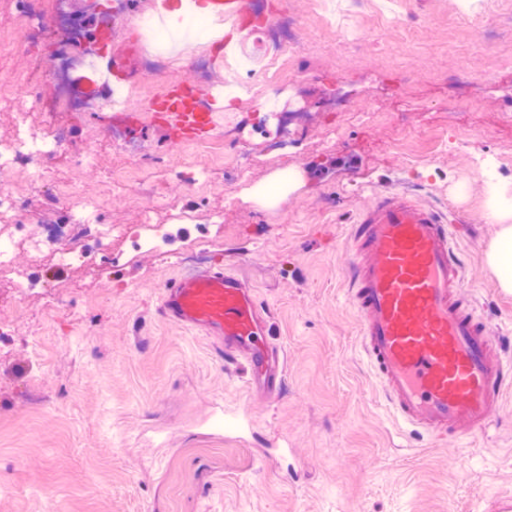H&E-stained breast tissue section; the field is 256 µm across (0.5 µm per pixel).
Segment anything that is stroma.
<instances>
[{
  "mask_svg": "<svg viewBox=\"0 0 512 512\" xmlns=\"http://www.w3.org/2000/svg\"><path fill=\"white\" fill-rule=\"evenodd\" d=\"M98 32L100 50L142 36L133 21L150 0H70ZM248 14L247 70L208 69L206 81L261 84L275 50L269 27L292 9L299 18L293 66V121L303 142L288 158L257 155L245 182L231 185L210 156L176 127L152 119L143 103L175 76L194 77L199 53L187 40L185 67L131 64L141 98L126 129L144 156L210 169L191 187L142 167L126 186L107 191L95 166L61 168L73 197L108 194V219L136 224L142 206L169 224L182 209L183 247L202 230L218 244L207 265L230 269L269 315V337L285 353L284 385L268 399L253 383L245 353L219 356L202 332L166 320L160 298L182 267L140 253L95 278L27 253L30 267L60 299L44 313L34 295L0 301V512H490L512 492V396L495 424L468 450L455 440L410 432L385 402L364 361L360 323L348 302L347 232L378 193L424 183L422 204L450 214L460 228L466 283L484 306L489 330L512 327V293L485 264L495 233L483 213L489 193L474 161L501 157L500 180L512 187V0H399L382 18L359 0L360 37L350 43L329 29L310 0H266ZM342 98L353 112L375 111L377 123L330 137L329 110ZM467 113L455 121V104ZM294 174L282 185L283 171ZM219 216L205 224V213ZM26 310L17 317L16 307ZM241 412L247 432L226 429ZM287 441L275 468L263 451Z\"/></svg>",
  "mask_w": 512,
  "mask_h": 512,
  "instance_id": "stroma-1",
  "label": "stroma"
}]
</instances>
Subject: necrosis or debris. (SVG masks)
Masks as SVG:
<instances>
[{"instance_id": "obj_1", "label": "necrosis or debris", "mask_w": 512, "mask_h": 512, "mask_svg": "<svg viewBox=\"0 0 512 512\" xmlns=\"http://www.w3.org/2000/svg\"><path fill=\"white\" fill-rule=\"evenodd\" d=\"M56 12L68 29L57 51L56 64L41 55L39 43L43 30L34 12L20 15V25L15 36H1L0 50L10 45L12 38H20L28 50L29 65L19 75L0 72V91L14 83H22L28 98L17 106L14 114V135L0 143V169L26 167L32 163L53 164L62 159L68 164L89 166L95 163L93 149L73 144L70 132L58 122L62 112L74 110L100 111L105 108L103 98L74 97L68 91L69 65L75 49L85 47L86 33L82 23L69 12L68 0H54ZM278 48L270 58L268 80L260 90V96L270 107L265 113L264 124L251 128L250 139L260 141L268 155L285 156L291 152L300 136L292 125L288 110L295 80L287 70L286 55L291 51L293 39L278 38ZM57 81L59 92L51 98L43 97L41 89L49 81ZM215 164L225 165L229 178L242 179L254 160L252 153L240 146L239 131L214 135L202 142ZM42 202L64 206L62 223L44 228L40 233L26 229L32 212L27 196L10 188L0 187V289L11 288L26 295L41 294L42 286L37 276L16 262L18 250L24 249L35 258L50 264L77 267L87 273H96L99 266L117 264L124 251L152 252L164 263L190 267L200 264L213 242L201 238L192 250H182L176 243L175 225L158 224L151 209H144L137 224L107 223V201L102 197L79 198L65 201L58 191L41 193Z\"/></svg>"}]
</instances>
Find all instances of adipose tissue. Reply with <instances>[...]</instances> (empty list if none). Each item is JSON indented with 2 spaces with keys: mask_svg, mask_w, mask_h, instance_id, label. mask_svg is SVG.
I'll return each instance as SVG.
<instances>
[{
  "mask_svg": "<svg viewBox=\"0 0 512 512\" xmlns=\"http://www.w3.org/2000/svg\"><path fill=\"white\" fill-rule=\"evenodd\" d=\"M492 199L484 213L486 223L496 225L495 237L485 251V263L496 273L500 287L512 291V195L499 186L490 189Z\"/></svg>",
  "mask_w": 512,
  "mask_h": 512,
  "instance_id": "obj_1",
  "label": "adipose tissue"
}]
</instances>
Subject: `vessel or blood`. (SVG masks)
I'll return each instance as SVG.
<instances>
[{
  "label": "vessel or blood",
  "mask_w": 512,
  "mask_h": 512,
  "mask_svg": "<svg viewBox=\"0 0 512 512\" xmlns=\"http://www.w3.org/2000/svg\"><path fill=\"white\" fill-rule=\"evenodd\" d=\"M193 10L240 19L248 0H185ZM111 56L82 61L73 83L97 92L99 80L121 83ZM151 111L174 115L184 137L222 119L224 87L172 81L152 98ZM457 228L442 213L404 192L382 195L352 225L354 255L349 300L360 316L363 357L382 383L393 413L431 438L468 440L490 425L512 392V340L486 331L485 313L467 291L457 252ZM161 313L169 321L244 351L255 372L266 373L268 396H278L284 372L280 348L268 344L265 310L233 273L205 269L166 286Z\"/></svg>",
  "instance_id": "vessel-or-blood-1"
}]
</instances>
